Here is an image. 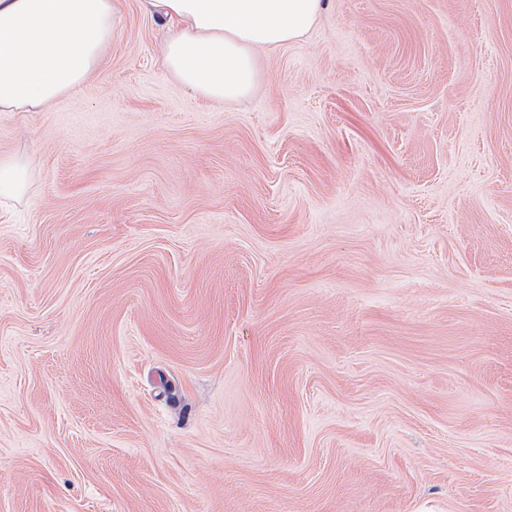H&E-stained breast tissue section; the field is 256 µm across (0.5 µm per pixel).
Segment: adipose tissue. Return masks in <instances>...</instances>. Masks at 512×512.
Instances as JSON below:
<instances>
[{"label": "adipose tissue", "mask_w": 512, "mask_h": 512, "mask_svg": "<svg viewBox=\"0 0 512 512\" xmlns=\"http://www.w3.org/2000/svg\"><path fill=\"white\" fill-rule=\"evenodd\" d=\"M167 28V72L193 94L229 103L259 83L257 53L308 34L327 0H147ZM114 0H0V112H36L74 93L112 42ZM26 154L0 155V207L25 195Z\"/></svg>", "instance_id": "ef3b65f1"}]
</instances>
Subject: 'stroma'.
<instances>
[{"label":"stroma","mask_w":512,"mask_h":512,"mask_svg":"<svg viewBox=\"0 0 512 512\" xmlns=\"http://www.w3.org/2000/svg\"><path fill=\"white\" fill-rule=\"evenodd\" d=\"M117 10L0 112V512H512V0H330L224 104ZM33 166L24 153L0 155V207L25 195Z\"/></svg>","instance_id":"35a3bbf8"}]
</instances>
